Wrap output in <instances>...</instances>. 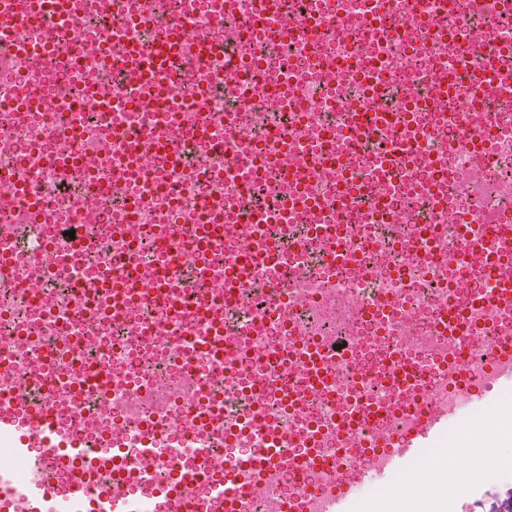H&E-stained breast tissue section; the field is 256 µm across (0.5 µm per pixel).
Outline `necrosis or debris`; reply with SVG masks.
I'll return each mask as SVG.
<instances>
[{"mask_svg": "<svg viewBox=\"0 0 512 512\" xmlns=\"http://www.w3.org/2000/svg\"><path fill=\"white\" fill-rule=\"evenodd\" d=\"M248 8L242 0L224 16L212 0H166L147 19L123 0H69L0 38V405L32 379L77 436L124 435L112 454L132 474L128 490L156 512L175 480L161 464L172 459L196 507L221 476L246 489L233 512H285L307 487V512H320L334 487L367 473L376 435L401 430L411 407L447 405L454 377L479 369L488 343L512 332V301L497 300L462 246L468 229L512 217V100L468 97L477 64L512 36V12L488 23L460 0L468 21L457 39L428 46L427 26L448 22L437 0H425L411 33L388 40L385 19L406 18L408 0L382 12L376 0H280L274 21L310 17L314 31L271 47L262 30L243 38ZM176 25L183 38L168 71L137 83L121 47L166 41ZM194 39L213 44L205 60L193 61ZM326 53L351 64L333 87L314 67ZM69 56L85 66H61ZM421 71L434 81L455 73L462 123L493 117V138L459 144L443 121L447 101L428 104L416 83ZM381 106L401 129L423 130L409 174L383 178L385 134H345L350 113ZM276 126L287 139L272 136ZM326 128L335 139H323ZM310 150L344 160L303 187L315 222L287 211L273 185ZM444 169L453 178L436 187ZM342 181L354 207L340 213ZM245 196L267 223L225 215ZM378 196L386 212L370 209ZM71 225L84 245L59 250ZM330 233L355 242L351 264H332ZM161 237L174 242L169 279L126 294L134 272L163 261L150 249ZM266 242L274 258L238 278L239 254ZM208 258L216 277L193 283L188 269ZM448 306L471 335L449 331ZM336 342L342 354L318 357ZM204 405L213 421L196 418ZM149 431L160 446L148 461Z\"/></svg>", "mask_w": 512, "mask_h": 512, "instance_id": "4bbe7bcc", "label": "necrosis or debris"}]
</instances>
